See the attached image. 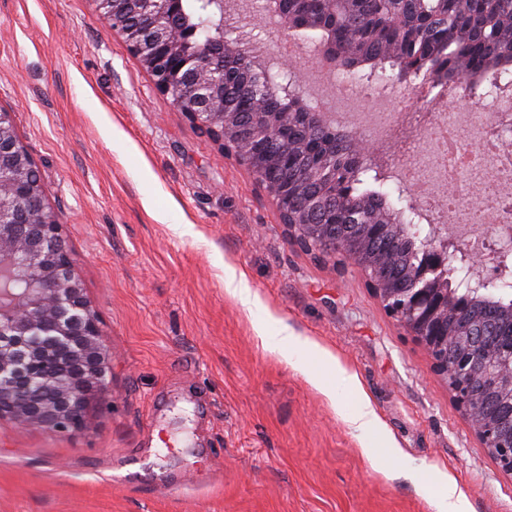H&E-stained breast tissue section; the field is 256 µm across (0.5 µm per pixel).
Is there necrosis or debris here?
Masks as SVG:
<instances>
[{"label":"necrosis or debris","mask_w":512,"mask_h":512,"mask_svg":"<svg viewBox=\"0 0 512 512\" xmlns=\"http://www.w3.org/2000/svg\"><path fill=\"white\" fill-rule=\"evenodd\" d=\"M512 129V109L472 116L469 125L432 113L416 138L415 152L400 176L411 185H453L445 196H428L426 207L452 216L463 227L497 224L499 244L512 247V146L501 133Z\"/></svg>","instance_id":"necrosis-or-debris-1"}]
</instances>
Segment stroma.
Returning a JSON list of instances; mask_svg holds the SVG:
<instances>
[{"label":"stroma","instance_id":"stroma-1","mask_svg":"<svg viewBox=\"0 0 512 512\" xmlns=\"http://www.w3.org/2000/svg\"><path fill=\"white\" fill-rule=\"evenodd\" d=\"M241 0L228 25L276 56L289 31ZM309 45L306 94L328 107L335 79ZM436 87L402 84L351 112L403 101L383 148L388 191L432 110L459 118ZM0 109L13 113L47 200L112 347L107 405L63 435L0 421V512H433V471L470 512H512L501 473L422 345L388 316L352 263L335 268L291 244L275 200L235 156L159 93L92 0H0ZM233 268L268 308L250 315L226 290ZM291 334L329 351L360 383L335 400L307 371L264 349ZM379 418L357 436L360 397ZM400 448L413 477L385 476L369 448Z\"/></svg>","mask_w":512,"mask_h":512}]
</instances>
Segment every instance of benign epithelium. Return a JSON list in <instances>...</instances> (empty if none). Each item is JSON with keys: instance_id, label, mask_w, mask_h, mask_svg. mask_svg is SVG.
<instances>
[{"instance_id": "benign-epithelium-1", "label": "benign epithelium", "mask_w": 512, "mask_h": 512, "mask_svg": "<svg viewBox=\"0 0 512 512\" xmlns=\"http://www.w3.org/2000/svg\"><path fill=\"white\" fill-rule=\"evenodd\" d=\"M102 21L124 39L129 52L152 77L154 86L171 98L194 126L222 147L228 138L248 144L251 172L260 184L273 183L262 169L272 143L266 123L246 122L224 111V64H215L211 42L182 51L169 38V24L181 12L182 0H93ZM289 0H277L279 26L296 31ZM232 136H227V133ZM358 163L383 165L377 150L359 145ZM36 163L17 134L14 113L0 110V420L25 428L77 434L89 405L111 395L108 377L112 348L101 327L98 311L86 295L68 249L65 225L46 202L41 180L33 179ZM290 240L302 251L325 259L339 251L336 243L299 235L280 214ZM433 269L453 283L458 258L495 267L512 252L480 255L447 238L428 247ZM385 312L414 341L448 335L442 314L448 291L421 273L403 288L369 282ZM453 400L462 412L484 398L485 385L509 391L512 398V336H500L492 316L464 327L459 354L433 359ZM477 436L498 468L512 475V408L489 418Z\"/></svg>"}]
</instances>
